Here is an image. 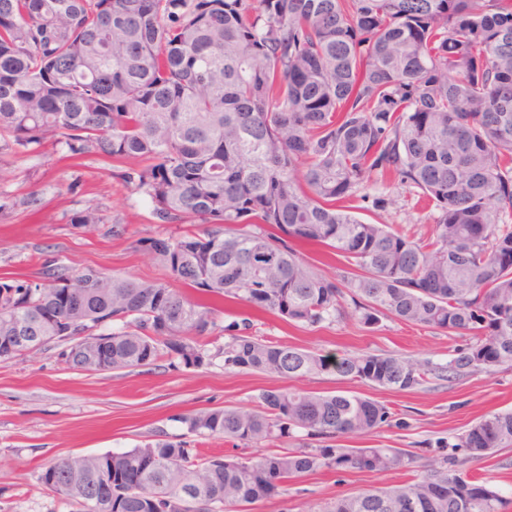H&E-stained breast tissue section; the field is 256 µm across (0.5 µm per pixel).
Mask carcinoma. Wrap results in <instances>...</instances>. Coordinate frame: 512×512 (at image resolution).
Listing matches in <instances>:
<instances>
[{"label": "carcinoma", "instance_id": "1", "mask_svg": "<svg viewBox=\"0 0 512 512\" xmlns=\"http://www.w3.org/2000/svg\"><path fill=\"white\" fill-rule=\"evenodd\" d=\"M51 142L75 157L141 159L119 172L156 224H208L139 241L173 279L310 327L391 318L472 341L444 363L398 355L334 361L226 326L170 284L74 269L0 277V362L18 330L55 336L88 374L177 358L200 365L197 336L224 337L226 370L291 379L333 371L406 391L512 366V0H0V164ZM418 190L437 212L415 239L352 211L372 177ZM69 222H105L87 206ZM347 265L326 276L290 241ZM112 340V359L81 352ZM383 403L344 393L264 390L251 409L180 418L188 433L244 446L302 431L311 448L204 457L165 433L128 451L68 456L42 484L81 512H245L319 471L411 469L403 448L336 447L390 422ZM456 447L469 459L512 448V410L491 412ZM454 455L422 479L342 495L322 512H501L488 481ZM136 468L140 483L94 487Z\"/></svg>", "mask_w": 512, "mask_h": 512}]
</instances>
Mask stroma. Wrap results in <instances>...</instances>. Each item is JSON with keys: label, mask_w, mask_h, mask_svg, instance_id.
I'll list each match as a JSON object with an SVG mask.
<instances>
[{"label": "stroma", "mask_w": 512, "mask_h": 512, "mask_svg": "<svg viewBox=\"0 0 512 512\" xmlns=\"http://www.w3.org/2000/svg\"><path fill=\"white\" fill-rule=\"evenodd\" d=\"M111 159L66 157L46 147L43 155L0 168V189L22 198L36 195L42 208L17 207L0 216V274L39 276L47 260L73 268L94 267L141 280H166L169 272L139 248L148 238L170 237L174 228L152 221L148 197L115 175ZM354 213L385 223L417 239H428L436 212L416 189L378 180L361 186ZM385 194L393 203L375 209L371 199ZM102 210L105 224L87 230L69 224L73 211ZM122 234H113L110 220ZM223 322L251 317L253 332L325 356L344 354L414 355L447 361L466 337L395 319L367 329L352 320L320 327L289 325L270 313L218 301ZM259 372H231L221 360L202 365L160 360L134 369L82 374L66 369L55 346L0 363V512H77L75 503L46 490L39 476L60 458L126 451L166 433L177 440L186 432L181 416L203 408H252L259 394L283 384ZM313 392L358 394L389 407L392 423L364 439L371 448H408L418 453L415 468L386 472H317L285 484L278 496L252 504L250 512H302L306 504L324 505L336 496L372 487L413 482L439 467L443 456L480 417L512 408V368L465 375L452 386L425 384L407 391L370 387L331 372L285 382ZM469 473L491 479L512 512V448L492 460H473Z\"/></svg>", "instance_id": "obj_1"}]
</instances>
